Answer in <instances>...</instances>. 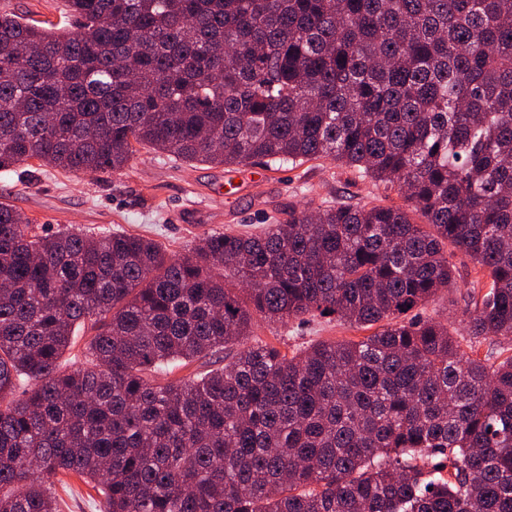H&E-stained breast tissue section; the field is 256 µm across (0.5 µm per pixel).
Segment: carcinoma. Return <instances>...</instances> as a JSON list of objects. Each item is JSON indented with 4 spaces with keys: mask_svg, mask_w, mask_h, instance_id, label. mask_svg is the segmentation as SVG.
Segmentation results:
<instances>
[{
    "mask_svg": "<svg viewBox=\"0 0 512 512\" xmlns=\"http://www.w3.org/2000/svg\"><path fill=\"white\" fill-rule=\"evenodd\" d=\"M65 7L75 33L0 15V171L121 172L139 146L326 158L424 223L290 208L175 257L127 233L40 235L0 202V512H56L59 474L103 512H512V0ZM450 245L487 278L452 332L413 315L453 283ZM316 314L375 331L290 355L248 343L257 316ZM200 356L213 368L158 381Z\"/></svg>",
    "mask_w": 512,
    "mask_h": 512,
    "instance_id": "cac0c4a2",
    "label": "carcinoma"
}]
</instances>
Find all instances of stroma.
Returning a JSON list of instances; mask_svg holds the SVG:
<instances>
[{
	"mask_svg": "<svg viewBox=\"0 0 512 512\" xmlns=\"http://www.w3.org/2000/svg\"><path fill=\"white\" fill-rule=\"evenodd\" d=\"M230 168L187 163L142 147L125 174L84 177L32 164L0 172V201L9 203L38 225L40 232L61 228L87 232L124 231L155 240L169 254L179 255L205 233H258L291 207L317 210L343 201L371 206L403 205L397 191L375 184L356 171L318 159L290 167L263 166L258 173L230 180ZM456 285L442 289L421 309L460 319L462 297L477 268L463 254H454ZM363 330L330 318L274 324L258 318L253 337L290 353L321 341H357ZM58 512H100L101 496L76 476L52 483Z\"/></svg>",
	"mask_w": 512,
	"mask_h": 512,
	"instance_id": "1",
	"label": "stroma"
}]
</instances>
